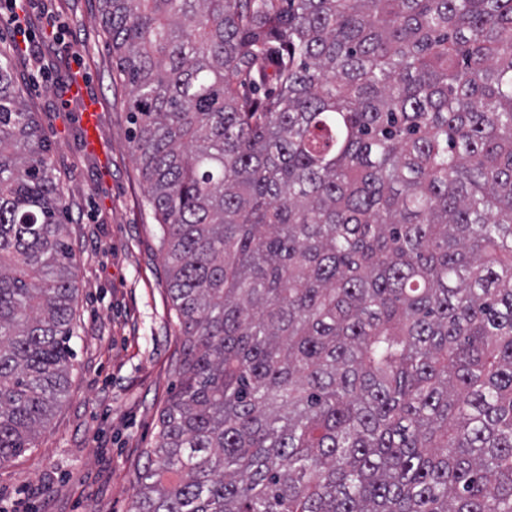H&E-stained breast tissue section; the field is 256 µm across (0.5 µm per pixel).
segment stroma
Here are the masks:
<instances>
[{"label": "stroma", "instance_id": "obj_1", "mask_svg": "<svg viewBox=\"0 0 512 512\" xmlns=\"http://www.w3.org/2000/svg\"><path fill=\"white\" fill-rule=\"evenodd\" d=\"M26 7L43 47L30 61L0 17V52L52 147L80 259L69 396L35 448L0 468L8 512H131L143 452L176 382L180 349L160 251V224L130 141L126 90L98 0H56L54 26ZM99 106L102 150L88 151L83 98Z\"/></svg>", "mask_w": 512, "mask_h": 512}]
</instances>
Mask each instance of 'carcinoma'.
I'll return each mask as SVG.
<instances>
[{
    "instance_id": "carcinoma-1",
    "label": "carcinoma",
    "mask_w": 512,
    "mask_h": 512,
    "mask_svg": "<svg viewBox=\"0 0 512 512\" xmlns=\"http://www.w3.org/2000/svg\"><path fill=\"white\" fill-rule=\"evenodd\" d=\"M181 351L132 512H512V0H99ZM0 61V467L79 259Z\"/></svg>"
}]
</instances>
